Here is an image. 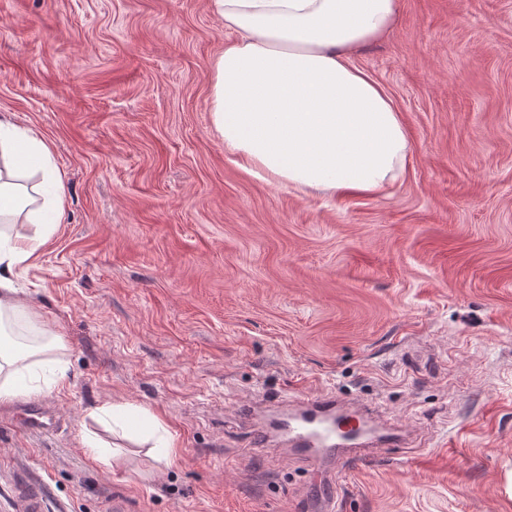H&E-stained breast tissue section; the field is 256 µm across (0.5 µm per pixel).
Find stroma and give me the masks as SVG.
<instances>
[{"label": "stroma", "mask_w": 512, "mask_h": 512, "mask_svg": "<svg viewBox=\"0 0 512 512\" xmlns=\"http://www.w3.org/2000/svg\"><path fill=\"white\" fill-rule=\"evenodd\" d=\"M237 38L210 0H0V114L37 130L64 187L16 284L61 337L62 421L0 405V512L43 481L48 512H512V0H401L356 66L410 152L386 192L304 195L251 175L211 119ZM333 393L408 439L335 487L279 439L286 404ZM150 409L155 462L95 406ZM94 419L122 429L143 432L146 442L152 441L148 450L157 462L166 466L175 460L176 442L174 434L149 410L129 402L104 404L90 413ZM17 421L26 429L45 434H52L57 428V421L50 411L41 404L24 406L18 412ZM83 448L93 460L101 462L105 465H111L110 459L112 458V467L120 464L119 453L112 450V456L106 453L103 448H108L98 436L84 430L82 432Z\"/></svg>", "instance_id": "1"}]
</instances>
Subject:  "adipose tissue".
<instances>
[{"label": "adipose tissue", "mask_w": 512, "mask_h": 512, "mask_svg": "<svg viewBox=\"0 0 512 512\" xmlns=\"http://www.w3.org/2000/svg\"><path fill=\"white\" fill-rule=\"evenodd\" d=\"M237 40L214 69L212 119L226 152L248 171L307 194H376L402 173L410 141L384 88L353 62L393 27L400 0H213ZM63 212L61 174L33 128L0 115V402L57 388L61 346L29 317L13 270L53 237ZM25 216L33 234L2 222ZM94 419L144 433L157 462L176 458L174 434L149 410L102 405Z\"/></svg>", "instance_id": "obj_1"}]
</instances>
